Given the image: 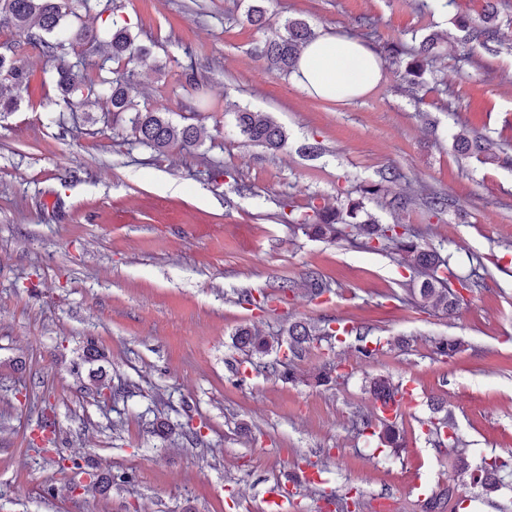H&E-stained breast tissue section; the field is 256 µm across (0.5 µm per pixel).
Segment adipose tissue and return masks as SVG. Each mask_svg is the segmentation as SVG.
I'll use <instances>...</instances> for the list:
<instances>
[{"mask_svg": "<svg viewBox=\"0 0 512 512\" xmlns=\"http://www.w3.org/2000/svg\"><path fill=\"white\" fill-rule=\"evenodd\" d=\"M381 77L378 56L363 42L346 35H321L301 50L293 74L309 95L353 101L371 90Z\"/></svg>", "mask_w": 512, "mask_h": 512, "instance_id": "adipose-tissue-1", "label": "adipose tissue"}]
</instances>
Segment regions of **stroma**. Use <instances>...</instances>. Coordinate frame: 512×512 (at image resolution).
Masks as SVG:
<instances>
[{
    "label": "stroma",
    "instance_id": "obj_1",
    "mask_svg": "<svg viewBox=\"0 0 512 512\" xmlns=\"http://www.w3.org/2000/svg\"><path fill=\"white\" fill-rule=\"evenodd\" d=\"M117 2L84 22L130 27L148 55L119 73L137 84L139 104L167 106L177 123L193 116L204 142L159 153L131 147L126 128L99 110L44 111L56 62L23 50L25 101L0 116V512H265L270 488L298 469L322 481L297 485L278 512H322L327 499L355 492L358 512H423L448 481L452 443L474 467L511 453L512 169L460 157L452 141L463 129L512 140V9L498 19L500 53L474 64L441 57L443 84L414 96L386 68L344 102L267 69L256 54L265 33L247 22L244 0ZM484 3L429 11L419 0H270L267 18L273 28L292 17L320 35H351L370 16L383 39L436 32L453 42L463 36L454 14H479ZM181 45L197 86L170 59ZM244 108L270 113L287 149L239 134L234 114ZM214 165L235 170L245 191L210 180ZM391 166L411 178L391 192L433 188L456 211H395L383 195L365 199V211L421 229L457 275L474 256L488 270L459 319L416 307L417 282L397 255L309 237L284 218L355 195ZM310 272L330 283L329 299L281 301V283ZM245 292L265 306L242 302ZM336 319L366 329L382 352L361 359L355 337L327 338L296 361L292 379L275 374L291 323ZM244 327L279 346L240 350ZM448 336L461 343L450 357L434 348ZM91 347L99 360L87 358ZM332 365L341 384L317 383ZM99 371L111 400L92 382ZM377 376L414 387L397 450L377 428L354 425L375 412ZM437 404L453 417L438 436L429 431ZM45 416L56 436L38 447L31 439ZM62 457L77 468L60 470ZM92 471L104 479L99 491L71 492Z\"/></svg>",
    "mask_w": 512,
    "mask_h": 512
}]
</instances>
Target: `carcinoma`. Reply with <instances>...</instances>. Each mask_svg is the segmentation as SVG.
Instances as JSON below:
<instances>
[{"mask_svg":"<svg viewBox=\"0 0 512 512\" xmlns=\"http://www.w3.org/2000/svg\"><path fill=\"white\" fill-rule=\"evenodd\" d=\"M265 0L252 4L247 9L248 22L259 28L268 29ZM499 0H486L483 12L477 16L457 14L454 24L465 32L464 38L451 47L450 52L463 63L474 62L483 52L495 55L500 52L497 19ZM94 0H0V28L14 31L16 39L4 50H0V114L19 109L23 93L28 88L29 73L19 58L26 46L41 48L56 61L55 82L61 101H50L45 105L48 112L62 104L71 112L85 107L98 106L103 112L112 113V121L122 120L130 128L133 142L155 151L170 149L195 150L203 144V128L196 124L177 125L169 118V109L164 106L139 108L134 101V86L121 77L105 74L107 63H130L136 57L146 54V49L137 45L126 26L108 29V38L102 42L98 32L84 25L66 28L62 21L72 16L80 18L78 11L89 12ZM310 25L298 18H289L283 29L268 33L257 48V55L263 59L268 70L284 76L296 69L300 49L314 39ZM105 46L98 72L86 68L87 54ZM380 55L389 66L396 68L400 80L408 88L419 87L433 76V63L441 49L440 38L427 35L418 40L407 38L404 31L390 35L379 46ZM235 126L248 141L272 152L288 147V136L283 127L268 113L248 109L234 113ZM454 150L466 157H474L484 164L512 167V150L497 146L478 135L459 132L454 136ZM402 177L395 168L377 172L376 179L360 186L361 197L346 198L337 207L325 204H311L310 212L302 218L288 217V223L299 224L303 233L328 242L362 237L367 243L382 247H393L400 262L414 271L420 278L417 288L420 303L448 318L459 315L464 302V292H471L482 286V281L472 276L456 277L460 288L454 289L448 282V258L436 249L424 244L421 235L409 228L396 231L394 224H381L371 215L361 218L364 212L363 199L387 193L389 185ZM422 205L428 214L437 216L455 206L448 195L431 192L422 198ZM353 334L358 345L355 351L362 358H372L380 352V345L370 347L367 333L358 328L346 331L333 328L330 323L314 327L295 322L288 328V361L302 358L310 343L317 337H337ZM237 346L253 354H263L271 347L265 336L244 328L238 331ZM370 392L375 401L387 403L394 400L398 387L387 377H376L370 381ZM379 438L389 448L402 447V437L397 422H385ZM452 471L467 473L471 484L492 492L504 485L512 476V460L494 458L480 468L473 470L466 450L454 448ZM459 503V488L455 479L448 478V484L433 493L424 504V512H456Z\"/></svg>","mask_w":512,"mask_h":512,"instance_id":"cac0c4a2","label":"carcinoma"}]
</instances>
